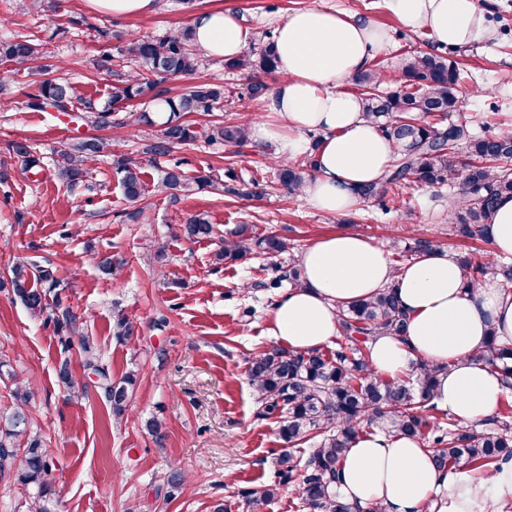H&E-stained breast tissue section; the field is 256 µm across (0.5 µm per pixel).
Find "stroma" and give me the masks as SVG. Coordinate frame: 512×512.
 <instances>
[{"mask_svg": "<svg viewBox=\"0 0 512 512\" xmlns=\"http://www.w3.org/2000/svg\"><path fill=\"white\" fill-rule=\"evenodd\" d=\"M487 34L447 56L468 76L458 87L463 100L460 119L473 128L512 132V0H481ZM217 7L235 11L251 31V48L262 45L265 30L302 8L333 9L370 19L389 31V51L375 61L397 75L390 65L397 56L427 49L429 37L410 31L385 7L383 0H160L149 16L114 19L92 14L86 0H49L36 7L31 0H0V39L21 32L38 38L41 64L62 70L83 98L104 102L111 77L93 64L100 51L112 50L115 33L130 31L156 38L189 25L193 13ZM85 17L86 25L73 26ZM200 83L223 85V106L208 115H194L196 140L175 146L167 163H181L188 176L207 173L217 181L209 188L170 202L148 190L140 220H128L130 204L112 171V158H138L146 182L157 176L146 148L156 127L141 124L150 109L140 98L113 112V126L95 127L81 112H31L24 106L30 86L23 72L0 60V361L9 374L0 375V408L11 406L14 380L32 397L28 411L32 430L44 437L55 463L53 499L57 512H210L214 502L243 512L240 490L274 483L276 460L283 447L274 420L258 418L256 396L247 377V360L275 346L267 326L280 290L258 283L272 278L264 256L227 267L214 261L227 231L239 224L255 225L262 233L288 239L302 252L319 238L339 231L368 237L389 259H396L414 231L434 238L453 256L484 259L490 243L454 234L448 207L457 184L415 187L394 196L391 208L363 203L334 216L313 208L303 195H288L274 183L271 144H247L233 153L209 141V124L235 117L239 97L250 83L247 72L225 71L207 58L195 73L165 82L169 95ZM130 136H118L116 123ZM25 138L40 158L29 169L11 151ZM98 138L108 153L90 165L86 177L70 186L57 176L55 153L65 139ZM254 179L261 195L240 197L224 192L229 175ZM411 205L412 223L402 208ZM206 214L214 227L211 238L191 242L176 229L189 215ZM165 247L164 261L153 258ZM112 255L120 261L103 274L99 261ZM26 257L51 269L62 283L60 295L79 317L82 332L100 353L113 379L129 370L139 377L129 410L112 423L95 378L84 372L79 348L63 350L53 322L33 319L22 302L5 287L15 258ZM134 318L138 335L119 340L113 327L119 317ZM69 361L87 387L78 403L65 400L56 373ZM166 422L163 440L146 428L151 418ZM186 475L176 497H168L171 468Z\"/></svg>", "mask_w": 512, "mask_h": 512, "instance_id": "35a3bbf8", "label": "stroma"}]
</instances>
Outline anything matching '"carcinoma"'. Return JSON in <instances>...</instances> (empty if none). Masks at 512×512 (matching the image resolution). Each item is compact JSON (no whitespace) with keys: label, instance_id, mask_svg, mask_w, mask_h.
Here are the masks:
<instances>
[{"label":"carcinoma","instance_id":"1","mask_svg":"<svg viewBox=\"0 0 512 512\" xmlns=\"http://www.w3.org/2000/svg\"><path fill=\"white\" fill-rule=\"evenodd\" d=\"M121 41L117 55L135 63L137 68L122 71L113 68L114 56L104 54L96 60L97 68L112 76L108 103L100 107L84 102V119L96 126L113 125L112 107L123 105L156 89L168 77L188 74L200 64L198 49L191 42L189 30H174L164 36L145 40L133 34H113ZM265 44L257 52L245 53L237 59L224 61L227 71H247L270 74L276 71L275 38L272 31L264 33ZM40 48L33 36L18 34L0 41V59L27 72L32 92L24 107L32 112L74 110L75 87L65 78L48 77V68L32 66L39 59ZM398 73L395 89L379 96L375 91L386 82L385 71L373 64L355 77V84L364 89L367 116L381 133L393 141L398 151L384 177L361 190L367 201L383 203L392 190L414 186H438L450 179L461 184L459 197L448 211L449 223L464 237L483 236V225L495 212L497 201L512 195V172L499 165L512 161V134H475L465 122L453 119L462 101L457 86L464 80L461 70L441 51L413 52L402 56L394 65ZM154 100L167 105L170 117L161 126L158 137L147 152L158 159L171 149L197 138L193 124L184 119L192 113L213 111L224 102V88L201 83L177 96H166L158 90ZM207 138L227 146L243 147L248 143V124L241 119L209 128ZM465 145L469 160L460 159L459 146ZM108 144L101 139L65 140L57 150V175L70 185L82 181L87 166L104 155ZM14 155L30 168L37 166L33 146L26 140L11 145ZM115 172L126 200L135 209L127 216L138 220L142 210L137 204L147 189L141 162L131 156L113 160ZM156 188L177 202L195 191L212 185L205 176L190 177L179 163L157 168ZM278 181L290 194H298L306 182V169L298 163L277 166ZM213 225L203 213L186 222L184 236L190 241L208 239ZM439 248L436 241L417 236L406 249L407 259L413 260ZM259 252L273 260L289 252L288 240L275 234H261L252 224H239L224 237L216 251L219 263L235 265ZM467 285H480L493 272L512 290V264L495 261L458 259ZM277 275L254 284L256 288H280L288 283L295 288L301 283L296 261L288 267L275 266ZM9 286L34 319L50 314L60 332L67 333L64 343L79 342L82 366L98 377V387L109 404L112 418L121 419L128 407L136 384V374L126 373L119 381L112 380L108 370L100 365V356L90 340L80 335L79 318L58 298L46 301L42 283L55 288L59 281L53 271L27 259L19 258L11 266ZM339 336L336 350L326 354L321 350L301 352L274 347L250 359L248 376L259 404L258 415L277 417L280 440L291 447L309 442L315 447L294 454L284 451L277 458L278 481L257 490L239 492L246 512H263L277 494L278 487L298 483L299 496L305 512H363L346 503L336 490V473L347 448L358 436L361 427L387 418L393 419L396 430L420 441L434 452L440 470L452 471L461 466L481 473L491 471L512 459V404L507 402L492 417L477 425H462L455 417L443 415L428 419L425 409H437L433 402L440 369L418 365L404 377L383 379L374 375L369 363V341L377 335L403 337L407 320L395 286L380 289L368 300H356L339 307ZM478 358L501 372L508 389L512 390V347H489V354ZM60 390L71 402L86 395L68 361H63L57 373ZM13 405L0 414V477L9 473L16 462L15 449L25 451L20 482L34 490L32 512H51L53 459L42 436L31 431L27 412L30 393L20 386L13 391Z\"/></svg>","mask_w":512,"mask_h":512}]
</instances>
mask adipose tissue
I'll return each instance as SVG.
<instances>
[{"mask_svg":"<svg viewBox=\"0 0 512 512\" xmlns=\"http://www.w3.org/2000/svg\"><path fill=\"white\" fill-rule=\"evenodd\" d=\"M407 28L427 31L433 43L465 46L486 33L478 0H384ZM194 45L213 59L244 54L250 32L235 12L210 9L189 23ZM281 81L270 93L269 118L253 123L251 139L271 143L282 162L314 157L302 193L315 209L342 214L361 202L359 190L381 179L397 151L365 115L348 80L369 69L391 47L387 31L356 14L300 9L276 25ZM321 136L311 149L308 133ZM495 258H512V197H502L485 226ZM302 285L274 305L269 333L285 347L310 351L339 334L338 308L396 285L409 317L406 338L381 335L370 342L371 367L392 378L424 363L444 367L433 401L461 423L492 415L506 391L501 374L476 359L489 340L512 345V293L488 281L467 288L456 258L438 249L394 268L367 237L333 233L299 256ZM338 490L362 506L386 512H501L512 504V462L482 476L438 470L431 451L397 434L392 423L366 425L340 465Z\"/></svg>","mask_w":512,"mask_h":512,"instance_id":"obj_1","label":"adipose tissue"}]
</instances>
